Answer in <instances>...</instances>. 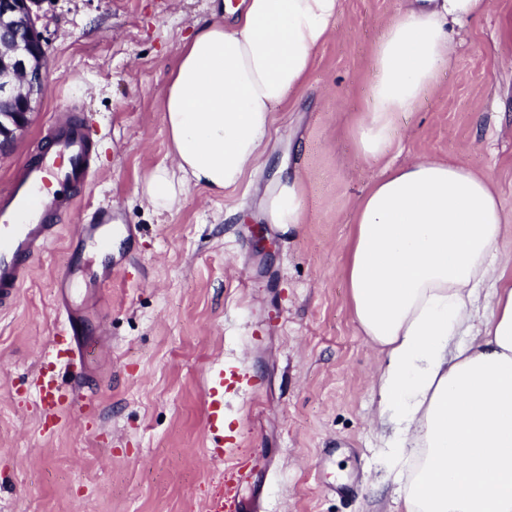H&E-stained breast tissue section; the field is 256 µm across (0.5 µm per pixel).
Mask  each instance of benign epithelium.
Returning <instances> with one entry per match:
<instances>
[{
	"label": "benign epithelium",
	"mask_w": 512,
	"mask_h": 512,
	"mask_svg": "<svg viewBox=\"0 0 512 512\" xmlns=\"http://www.w3.org/2000/svg\"><path fill=\"white\" fill-rule=\"evenodd\" d=\"M42 0H0V154L25 131L48 78Z\"/></svg>",
	"instance_id": "obj_1"
}]
</instances>
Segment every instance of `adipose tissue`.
<instances>
[{
  "label": "adipose tissue",
  "instance_id": "1",
  "mask_svg": "<svg viewBox=\"0 0 512 512\" xmlns=\"http://www.w3.org/2000/svg\"><path fill=\"white\" fill-rule=\"evenodd\" d=\"M487 0H407L375 51L367 107L349 133L357 157L385 162L355 203L347 280L354 319L381 355L375 422L407 464L404 512H512V218L491 181L452 160L395 166L396 118L451 61L446 21ZM231 23L200 19L163 101L174 163L146 179L162 214L191 186L220 196L269 159L278 111L307 83L335 34L340 0H243ZM261 216L292 234L307 221L299 175L256 186Z\"/></svg>",
  "mask_w": 512,
  "mask_h": 512
}]
</instances>
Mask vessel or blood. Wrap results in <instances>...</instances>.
Masks as SVG:
<instances>
[{
    "label": "vessel or blood",
    "instance_id": "obj_1",
    "mask_svg": "<svg viewBox=\"0 0 512 512\" xmlns=\"http://www.w3.org/2000/svg\"><path fill=\"white\" fill-rule=\"evenodd\" d=\"M48 143L37 160L29 164L20 179L0 191V307L15 301L27 275V265L41 257L58 238L56 219L79 202L90 177L93 146L81 118L69 115L50 129ZM123 224H85L79 232L86 239L109 249L113 236L126 234ZM87 287L107 292L109 278L89 271L80 257L70 256L67 269L57 278L55 308L69 325L79 320L71 306L76 279ZM87 344L83 337L68 333L52 336L42 352L35 392L46 418L56 420L70 410L82 388L81 374L63 379L60 371L85 361ZM213 461L224 464V488L208 504V512H244L238 487L246 475L238 469L234 449L216 448Z\"/></svg>",
    "mask_w": 512,
    "mask_h": 512
}]
</instances>
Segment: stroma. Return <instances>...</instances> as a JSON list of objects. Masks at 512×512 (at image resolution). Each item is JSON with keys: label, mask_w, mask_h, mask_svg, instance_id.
Listing matches in <instances>:
<instances>
[{"label": "stroma", "mask_w": 512, "mask_h": 512, "mask_svg": "<svg viewBox=\"0 0 512 512\" xmlns=\"http://www.w3.org/2000/svg\"><path fill=\"white\" fill-rule=\"evenodd\" d=\"M400 0H341L334 38L309 84L281 112L273 161L305 184L307 222L292 235L259 220L250 184L222 196L187 189L158 215L142 199L172 162L162 103L196 19H226L222 0H43L48 81L31 124L0 155V190L36 155L56 117L78 108L93 142L81 207L0 313V512H206L222 467L204 427L209 379L224 387L226 433L249 477L248 512H403L371 419L381 356L361 336L346 278L354 202L383 173L355 155L346 128L366 106L374 48ZM512 0L447 29L451 67L395 129L396 163L452 158L486 175L512 214V42L498 38ZM127 224L113 241L107 296L80 288L85 336L112 348L85 368L89 399L45 422L32 380L64 323L54 284L71 251L95 264L78 225Z\"/></svg>", "instance_id": "1"}]
</instances>
